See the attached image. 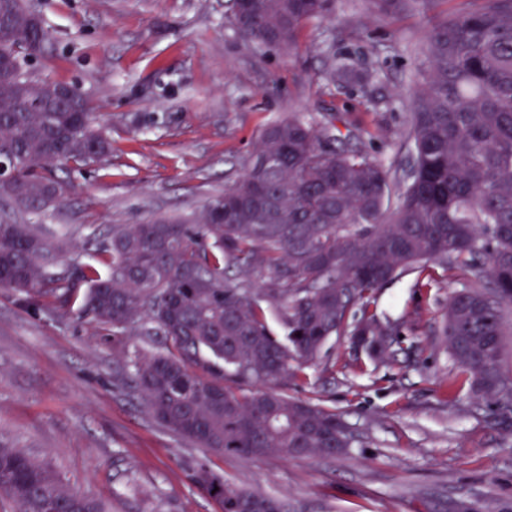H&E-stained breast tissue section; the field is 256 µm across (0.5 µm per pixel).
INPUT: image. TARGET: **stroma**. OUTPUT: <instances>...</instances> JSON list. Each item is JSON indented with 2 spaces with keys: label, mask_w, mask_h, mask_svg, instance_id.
<instances>
[{
  "label": "stroma",
  "mask_w": 512,
  "mask_h": 512,
  "mask_svg": "<svg viewBox=\"0 0 512 512\" xmlns=\"http://www.w3.org/2000/svg\"><path fill=\"white\" fill-rule=\"evenodd\" d=\"M56 51L33 75L71 85L109 125L112 155L83 171L54 170L64 200L27 215L68 235L70 257L86 226L108 229L159 216L197 215L253 161L264 129L288 114L336 115L340 135L393 176L411 157L405 139L427 26L419 13L375 14L367 0H336V21H312L300 50L255 48L236 32L227 0H34ZM370 74L328 84L335 59ZM462 271L410 270L378 293L402 324L412 360L349 366L351 337L330 342L289 396L339 411L359 441L344 456L285 460L220 455L182 440L147 411L129 380L139 336L112 337L76 312L33 310L0 289V445L62 475L108 512H222L194 480L203 464L289 512H512V429L496 406L474 400L440 334Z\"/></svg>",
  "instance_id": "stroma-1"
}]
</instances>
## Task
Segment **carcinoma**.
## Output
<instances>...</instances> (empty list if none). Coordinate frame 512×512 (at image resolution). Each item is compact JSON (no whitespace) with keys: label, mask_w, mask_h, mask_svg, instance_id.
Returning <instances> with one entry per match:
<instances>
[{"label":"carcinoma","mask_w":512,"mask_h":512,"mask_svg":"<svg viewBox=\"0 0 512 512\" xmlns=\"http://www.w3.org/2000/svg\"><path fill=\"white\" fill-rule=\"evenodd\" d=\"M237 28L284 50L311 20L336 19L333 0H252ZM394 18L433 0H370ZM28 0H0V52L27 64ZM429 70L414 93L404 177L358 145L333 118L290 116L265 129L256 162L194 219L94 227L67 258L66 242L41 224L0 220V288L33 292L38 308L77 309L114 336L164 338L134 352L130 378L147 409L180 437L216 453L291 459L347 453L355 436L334 409L286 395L317 365L334 336L379 335L391 325L372 309L377 290L429 262L491 289L456 292L443 322L449 353L479 399L512 416V377L501 370L504 309L512 305V0H459L432 20L421 46ZM59 82L0 70V155L15 161L0 198L21 212L57 204L56 164L81 170L112 152L88 102L59 110ZM236 269L242 279L231 281ZM269 272L254 285L247 276ZM275 318L283 338L274 335ZM198 483L223 512H288L275 496L246 491L201 467ZM0 495L19 512H107L71 491L46 464L0 447Z\"/></svg>","instance_id":"cac0c4a2"}]
</instances>
